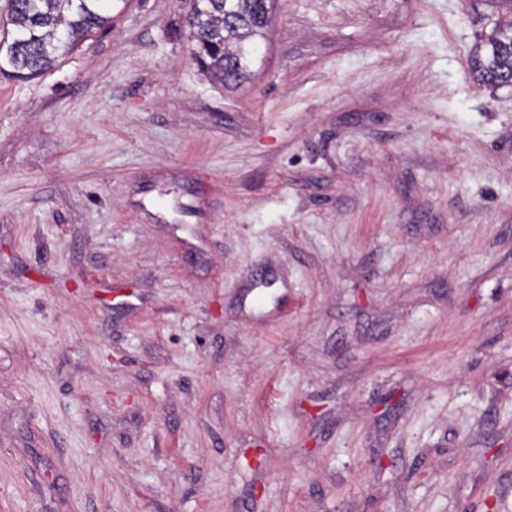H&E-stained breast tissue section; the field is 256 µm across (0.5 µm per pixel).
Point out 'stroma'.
<instances>
[{
    "mask_svg": "<svg viewBox=\"0 0 512 512\" xmlns=\"http://www.w3.org/2000/svg\"><path fill=\"white\" fill-rule=\"evenodd\" d=\"M190 9L0 73V512H512L500 0ZM199 1V2H198ZM192 0L189 26L206 69L224 85L249 79L250 66L268 38L275 0ZM471 72L485 87L512 86V17L505 27L495 28L476 45L471 58Z\"/></svg>",
    "mask_w": 512,
    "mask_h": 512,
    "instance_id": "1",
    "label": "stroma"
}]
</instances>
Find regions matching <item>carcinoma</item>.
I'll use <instances>...</instances> for the list:
<instances>
[{
    "instance_id": "carcinoma-1",
    "label": "carcinoma",
    "mask_w": 512,
    "mask_h": 512,
    "mask_svg": "<svg viewBox=\"0 0 512 512\" xmlns=\"http://www.w3.org/2000/svg\"><path fill=\"white\" fill-rule=\"evenodd\" d=\"M112 0H8L0 61L12 75L29 78L105 26ZM274 0H192L189 26L206 69L226 85L249 79L250 66L268 38ZM471 72L485 87L512 86V22L476 45Z\"/></svg>"
}]
</instances>
